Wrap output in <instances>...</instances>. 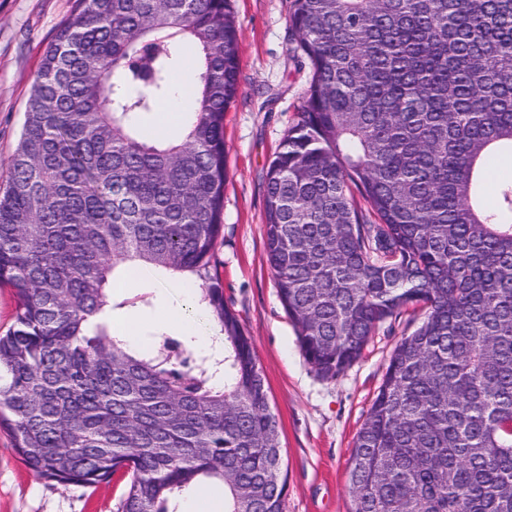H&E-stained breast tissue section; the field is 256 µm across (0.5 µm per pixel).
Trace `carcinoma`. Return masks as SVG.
I'll use <instances>...</instances> for the list:
<instances>
[{
	"label": "carcinoma",
	"mask_w": 512,
	"mask_h": 512,
	"mask_svg": "<svg viewBox=\"0 0 512 512\" xmlns=\"http://www.w3.org/2000/svg\"><path fill=\"white\" fill-rule=\"evenodd\" d=\"M48 44L0 184V427L41 479L128 476L117 512H172L202 479L224 512H282L279 426L216 246L225 112L240 85L230 0H76ZM305 105L271 160L267 263L301 350L338 377L411 306L348 473L352 512H512V0H291ZM178 139L153 134L184 53ZM164 269L219 328L132 348L117 271ZM15 297L10 288H0V334H6L14 326Z\"/></svg>",
	"instance_id": "1"
}]
</instances>
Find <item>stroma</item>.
I'll list each match as a JSON object with an SVG mask.
<instances>
[{
    "label": "stroma",
    "mask_w": 512,
    "mask_h": 512,
    "mask_svg": "<svg viewBox=\"0 0 512 512\" xmlns=\"http://www.w3.org/2000/svg\"><path fill=\"white\" fill-rule=\"evenodd\" d=\"M75 6L76 0H0V161L18 143L44 49ZM234 11L241 81L224 120L229 178L224 239L216 250L224 300L254 340L278 419L288 471L282 512H350L347 478L357 434L395 345L421 315L408 312L381 325L362 357L336 379H322L305 360L266 263L263 217L268 165L304 105L310 70L291 58L290 0H234ZM112 322L114 331L130 324L140 335L214 333L182 280L151 267L113 289ZM126 483L119 473L86 488L38 478L0 430V512H116Z\"/></svg>",
    "instance_id": "35a3bbf8"
}]
</instances>
